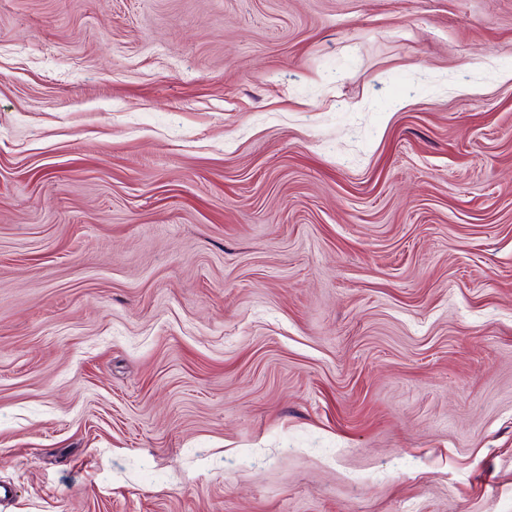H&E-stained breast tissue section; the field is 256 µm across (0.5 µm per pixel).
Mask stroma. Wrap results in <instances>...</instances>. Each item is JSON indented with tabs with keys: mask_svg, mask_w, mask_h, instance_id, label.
I'll list each match as a JSON object with an SVG mask.
<instances>
[{
	"mask_svg": "<svg viewBox=\"0 0 512 512\" xmlns=\"http://www.w3.org/2000/svg\"><path fill=\"white\" fill-rule=\"evenodd\" d=\"M506 67L512 0H0V512H512Z\"/></svg>",
	"mask_w": 512,
	"mask_h": 512,
	"instance_id": "1",
	"label": "stroma"
}]
</instances>
